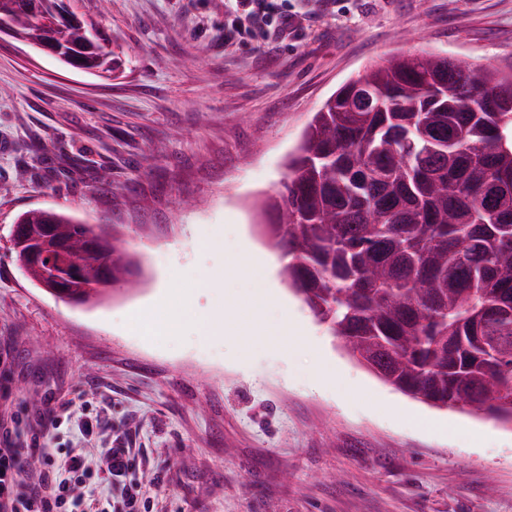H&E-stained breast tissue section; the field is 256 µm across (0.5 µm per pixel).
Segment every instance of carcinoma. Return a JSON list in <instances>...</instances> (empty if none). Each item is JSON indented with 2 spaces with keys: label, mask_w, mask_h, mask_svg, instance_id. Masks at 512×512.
I'll list each match as a JSON object with an SVG mask.
<instances>
[{
  "label": "carcinoma",
  "mask_w": 512,
  "mask_h": 512,
  "mask_svg": "<svg viewBox=\"0 0 512 512\" xmlns=\"http://www.w3.org/2000/svg\"><path fill=\"white\" fill-rule=\"evenodd\" d=\"M58 0H0L17 36L50 38L64 66L119 71L91 25L50 28ZM448 97L430 100L426 87ZM384 97L362 109L359 92ZM259 203L284 281L358 362L428 405L512 425V68L457 70L427 51L396 53L341 85ZM16 224H55L84 268L129 288L124 241L85 248L93 225L53 209Z\"/></svg>",
  "instance_id": "1"
}]
</instances>
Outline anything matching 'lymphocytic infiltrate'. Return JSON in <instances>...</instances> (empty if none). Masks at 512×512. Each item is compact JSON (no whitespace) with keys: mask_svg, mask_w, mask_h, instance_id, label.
Listing matches in <instances>:
<instances>
[{"mask_svg":"<svg viewBox=\"0 0 512 512\" xmlns=\"http://www.w3.org/2000/svg\"><path fill=\"white\" fill-rule=\"evenodd\" d=\"M236 13L224 23V39L231 42L247 24L261 23L275 32H288L292 17L276 9L273 0H235ZM42 464L29 468L26 452L12 434L0 437V512H147L149 504L134 472L137 458L125 436L115 435L111 445L88 448H45ZM105 475L109 498L96 497L92 479Z\"/></svg>","mask_w":512,"mask_h":512,"instance_id":"1","label":"lymphocytic infiltrate"}]
</instances>
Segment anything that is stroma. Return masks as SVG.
Here are the masks:
<instances>
[{
    "label": "stroma",
    "instance_id": "1",
    "mask_svg": "<svg viewBox=\"0 0 512 512\" xmlns=\"http://www.w3.org/2000/svg\"><path fill=\"white\" fill-rule=\"evenodd\" d=\"M71 5L119 53L118 79L0 38V416L22 417L21 443L54 394L104 418L90 440L62 428L60 447L130 430L155 512H512L511 427L395 391L292 291L289 317L256 313L242 274L244 243L277 256L255 204L327 97L397 52L512 65V0H288V35L229 44L225 0ZM32 208L117 228L140 288L81 305L33 283L11 241ZM164 297L223 334L144 332L135 317Z\"/></svg>",
    "mask_w": 512,
    "mask_h": 512
}]
</instances>
